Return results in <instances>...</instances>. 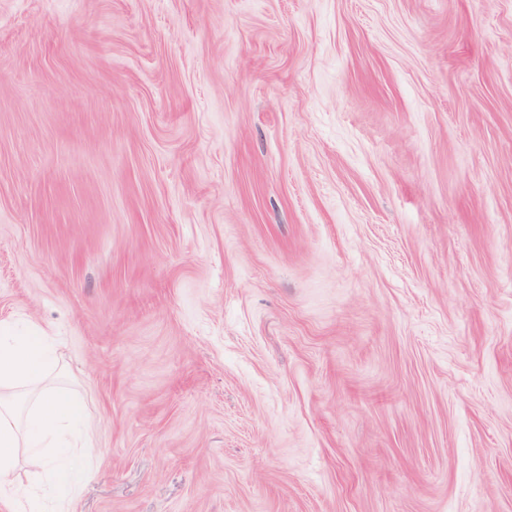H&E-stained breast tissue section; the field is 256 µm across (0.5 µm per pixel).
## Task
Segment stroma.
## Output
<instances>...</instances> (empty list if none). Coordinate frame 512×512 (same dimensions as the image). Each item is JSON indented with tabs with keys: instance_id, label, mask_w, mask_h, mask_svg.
Masks as SVG:
<instances>
[{
	"instance_id": "stroma-1",
	"label": "stroma",
	"mask_w": 512,
	"mask_h": 512,
	"mask_svg": "<svg viewBox=\"0 0 512 512\" xmlns=\"http://www.w3.org/2000/svg\"><path fill=\"white\" fill-rule=\"evenodd\" d=\"M4 321L70 512H512V0H0Z\"/></svg>"
}]
</instances>
